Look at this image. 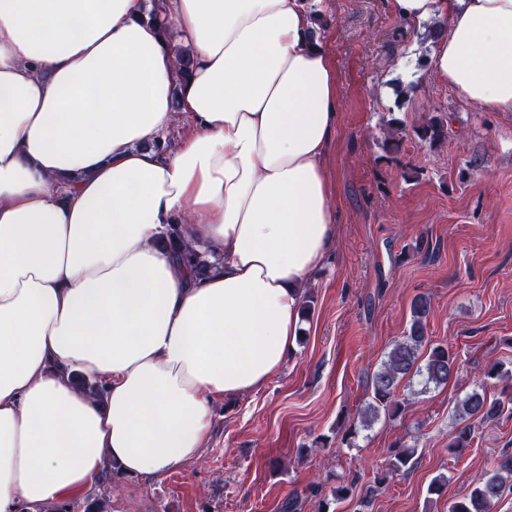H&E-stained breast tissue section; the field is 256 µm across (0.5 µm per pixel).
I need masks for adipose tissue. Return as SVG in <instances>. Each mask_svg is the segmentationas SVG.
I'll list each match as a JSON object with an SVG mask.
<instances>
[{"label":"adipose tissue","instance_id":"obj_1","mask_svg":"<svg viewBox=\"0 0 512 512\" xmlns=\"http://www.w3.org/2000/svg\"><path fill=\"white\" fill-rule=\"evenodd\" d=\"M390 3L438 22L442 83L512 112V0ZM313 28L308 0H0V512L81 494L108 461L177 471L216 401L282 371L337 241L338 82ZM174 224L207 276L165 247ZM183 264L196 276H205L216 263L210 262L203 254L187 247L180 253Z\"/></svg>","mask_w":512,"mask_h":512}]
</instances>
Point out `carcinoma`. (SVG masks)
Instances as JSON below:
<instances>
[{
  "instance_id": "cac0c4a2",
  "label": "carcinoma",
  "mask_w": 512,
  "mask_h": 512,
  "mask_svg": "<svg viewBox=\"0 0 512 512\" xmlns=\"http://www.w3.org/2000/svg\"><path fill=\"white\" fill-rule=\"evenodd\" d=\"M416 137L432 145L448 140V126L438 117H433L414 130ZM183 264L193 274L205 276L215 267L203 254L184 249L180 253ZM431 313V302L420 295L413 299L410 306V327L408 334L396 342L389 351L386 360L375 371L369 381L371 400L357 414L359 424L368 427L380 415L399 416L405 408V399L399 398L400 383L406 378L419 376L424 384L436 387L445 386L456 377L455 358L448 352V346L431 343L427 336L426 322ZM504 401L491 397L485 389L474 390L465 395L458 404L461 427L448 450L458 454L470 446L474 428L491 421L504 412ZM415 449L395 446L389 452L386 463L387 473L394 474L410 469ZM512 453H504L498 459L495 468L477 478L475 486L465 497L448 504V512H491L494 504L503 496L506 488L512 489ZM354 482L332 488L331 498H323L318 504V512H330V501H340L349 496Z\"/></svg>"
}]
</instances>
